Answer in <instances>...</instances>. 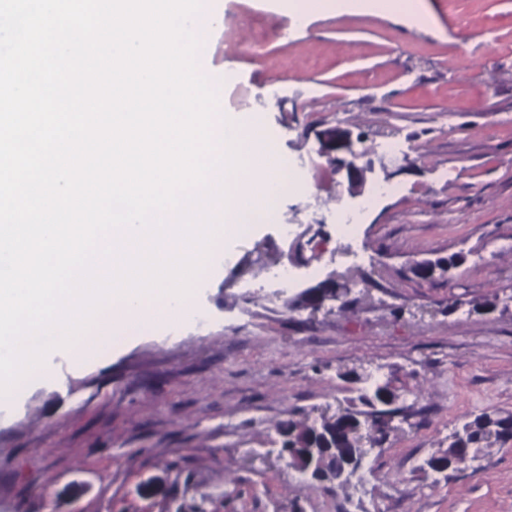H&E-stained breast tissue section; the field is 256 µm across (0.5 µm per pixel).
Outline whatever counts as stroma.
Here are the masks:
<instances>
[{
    "label": "stroma",
    "instance_id": "35a3bbf8",
    "mask_svg": "<svg viewBox=\"0 0 512 512\" xmlns=\"http://www.w3.org/2000/svg\"><path fill=\"white\" fill-rule=\"evenodd\" d=\"M213 7L201 70L312 190L227 247L196 298L206 328L137 327L82 367L56 357L53 382L0 409V512H512V442L443 478L422 468L464 421L512 412V0H425L406 23ZM333 127L395 188L344 238L336 211L356 204L320 154ZM388 138L397 153L379 149ZM457 252L444 277L410 271ZM279 265L292 287L273 285ZM326 277L347 307L290 309ZM487 298L496 309L474 311ZM349 369L390 376L404 412L359 478L307 482L275 427L347 407Z\"/></svg>",
    "mask_w": 512,
    "mask_h": 512
}]
</instances>
